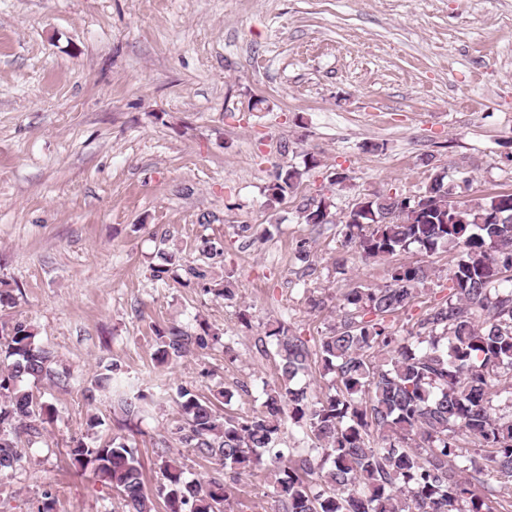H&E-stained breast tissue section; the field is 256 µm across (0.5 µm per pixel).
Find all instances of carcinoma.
<instances>
[{"mask_svg": "<svg viewBox=\"0 0 512 512\" xmlns=\"http://www.w3.org/2000/svg\"><path fill=\"white\" fill-rule=\"evenodd\" d=\"M281 168L267 185L269 205L281 203L316 168ZM424 210L396 195L364 196L344 224V242L360 257L385 260L416 249L453 254L448 298L436 303L406 333L392 318L418 296L427 267L400 264L390 283L356 286L343 296L339 326L311 351L280 323L275 342L280 383L266 392L262 409L239 420L219 415L214 403L186 387L175 400L180 441L196 456L213 460L225 479L207 485L188 481L182 467L162 457L157 496L167 512H226L240 476L268 465L278 512H508L512 495L489 482L512 481V193L465 201L452 195L447 177L432 168L419 189ZM331 203L306 202L307 224L322 223ZM213 260L224 248L210 238L197 244ZM200 288L230 299L233 290L209 268L187 263L178 249H161L152 278L165 281L175 269ZM37 331L17 319L0 329V470L23 466L21 434L39 433L55 406L20 387L26 378L63 382ZM205 347L201 337L172 328L157 350L161 364ZM330 377L328 390L311 397L294 381L312 358ZM311 433L315 445L292 459L278 447L285 421ZM470 438L482 454L466 455ZM72 463L93 468L123 501L124 512H154L140 460L124 442L69 449Z\"/></svg>", "mask_w": 512, "mask_h": 512, "instance_id": "carcinoma-1", "label": "carcinoma"}]
</instances>
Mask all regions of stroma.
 Masks as SVG:
<instances>
[{"label": "stroma", "instance_id": "1", "mask_svg": "<svg viewBox=\"0 0 512 512\" xmlns=\"http://www.w3.org/2000/svg\"><path fill=\"white\" fill-rule=\"evenodd\" d=\"M308 154L317 167L268 206L275 171ZM432 164L462 199L512 191V0H0V282L18 290L0 326H36L68 378L23 382L57 415L24 468L0 473V512H123L72 464L79 440L134 448L151 490L162 443L186 480L221 476L178 439V388L228 391L232 416L260 410L279 376L266 332L284 322L317 346L343 294L399 264L430 271L393 322L411 327L446 297L450 255L365 261L337 220L368 194L416 195ZM320 199L335 223H303ZM203 237L224 247L213 274L233 300L151 277L164 247L200 263ZM174 327L208 346L158 364ZM112 363L141 414L96 391ZM274 508L257 469L227 512Z\"/></svg>", "mask_w": 512, "mask_h": 512}]
</instances>
